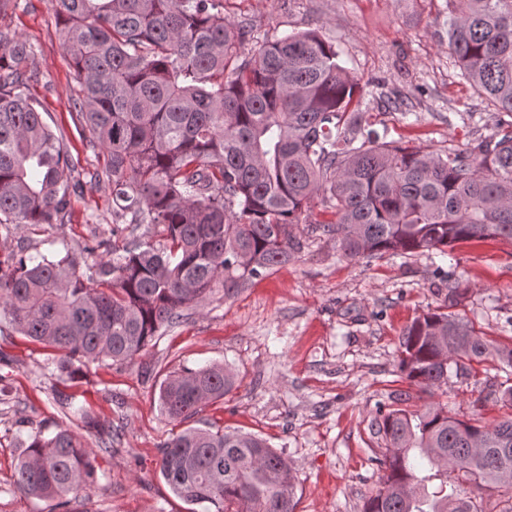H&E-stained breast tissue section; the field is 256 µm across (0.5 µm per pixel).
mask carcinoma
<instances>
[{"label": "carcinoma", "mask_w": 512, "mask_h": 512, "mask_svg": "<svg viewBox=\"0 0 512 512\" xmlns=\"http://www.w3.org/2000/svg\"><path fill=\"white\" fill-rule=\"evenodd\" d=\"M80 86L81 135L104 156L112 258L81 271L68 247L0 259V324L60 352L72 378L92 363L130 362L217 285L224 296L288 262L290 227L316 198L319 226L346 259L413 255L471 240L512 242V130L464 150L431 152L387 139L367 93L336 47L296 32L227 65L251 29L221 0H49ZM448 53L461 76L512 117V0H446ZM32 47L0 27V231L60 224L80 184L79 160L44 123L25 69ZM162 229L157 248L146 237ZM122 243H117V238ZM495 356L456 313L429 312L402 336L399 368L417 385L448 380L450 363ZM235 375L214 364L159 388L160 412L186 421L228 394ZM382 486L363 512H485L474 492L512 512V417L481 425L428 404L378 412ZM171 490L215 512H294L288 459L240 431L188 427L159 448ZM93 449L68 431L28 436L16 470L27 496L66 508L96 480Z\"/></svg>", "instance_id": "1"}]
</instances>
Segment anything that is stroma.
<instances>
[{
    "instance_id": "1",
    "label": "stroma",
    "mask_w": 512,
    "mask_h": 512,
    "mask_svg": "<svg viewBox=\"0 0 512 512\" xmlns=\"http://www.w3.org/2000/svg\"><path fill=\"white\" fill-rule=\"evenodd\" d=\"M226 17L247 23L250 48L284 34L315 30L333 43L359 82L402 96L406 111L383 114L390 139L430 151L456 150L493 136L502 114L461 77L448 54L445 0H222ZM0 24L29 43L31 95L44 122L79 167L102 166L78 132L72 101L79 93L48 0H14ZM112 186L84 183L63 223L13 225L0 255L19 244L41 251L65 241L86 265L104 258L96 242L112 237ZM303 243L287 264L253 279L234 297L216 288L185 311L133 362L91 364L60 378L55 349L6 329L0 333V512H50L15 483L22 443L33 429H65L96 451L97 479L81 489L72 512H206L170 490L159 447L189 425L267 438L287 457L295 479V512H362L380 485L385 448L374 426L378 407L402 399L416 411L434 403L450 416L493 422L505 409L495 394L507 379L496 358L465 363L447 384L423 388L399 371L404 329L418 316L445 310L448 284L467 288L456 310L498 347L512 345V243L456 244L446 257L423 252L381 259L340 258L312 223L294 227ZM221 364L237 377L224 398L203 404L188 423L158 407L162 381L185 368ZM71 397L62 406L57 394ZM112 433L102 448L74 407Z\"/></svg>"
}]
</instances>
